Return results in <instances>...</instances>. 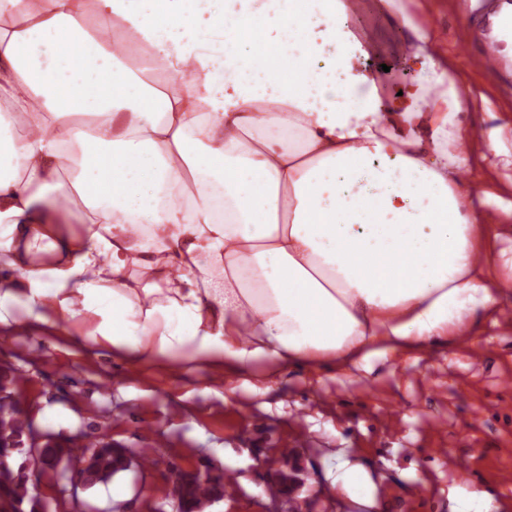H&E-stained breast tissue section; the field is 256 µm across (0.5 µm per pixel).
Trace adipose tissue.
<instances>
[{
  "label": "adipose tissue",
  "instance_id": "adipose-tissue-1",
  "mask_svg": "<svg viewBox=\"0 0 512 512\" xmlns=\"http://www.w3.org/2000/svg\"><path fill=\"white\" fill-rule=\"evenodd\" d=\"M83 5L0 0V324L20 305L141 365L346 374L449 349L512 292L453 127L471 97L430 54L434 113L386 112L348 0H96L89 30ZM326 479L374 507L362 465L337 455Z\"/></svg>",
  "mask_w": 512,
  "mask_h": 512
}]
</instances>
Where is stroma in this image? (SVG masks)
<instances>
[{"instance_id":"35a3bbf8","label":"stroma","mask_w":512,"mask_h":512,"mask_svg":"<svg viewBox=\"0 0 512 512\" xmlns=\"http://www.w3.org/2000/svg\"><path fill=\"white\" fill-rule=\"evenodd\" d=\"M349 22L367 57L383 107L398 100L414 71L409 54L427 35L436 60L465 79L474 100L462 123L482 132L476 174L501 230L491 245L512 257V48L492 73L471 68L483 52L501 0H398L415 24L399 32L381 0H361ZM72 319L57 327L0 325V364L32 426L64 445L99 438L149 448L154 462L81 491L83 512H173L170 469L211 467L233 492L210 512H263L269 467L293 451L300 469L292 494L302 512H354L327 491L325 474L343 452L379 469L376 512H453L455 495L484 491L512 512V294L447 353L375 362L346 375L255 368L269 384L258 400L232 378L211 380L171 360L138 365L75 341ZM235 386L227 396L226 386Z\"/></svg>"}]
</instances>
